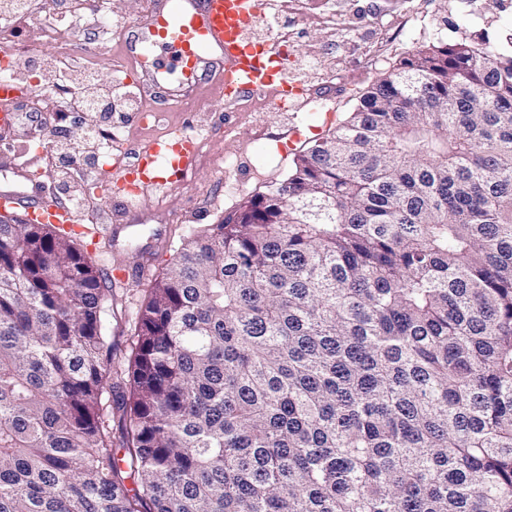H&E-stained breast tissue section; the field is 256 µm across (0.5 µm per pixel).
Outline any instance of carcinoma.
I'll return each instance as SVG.
<instances>
[{"mask_svg":"<svg viewBox=\"0 0 512 512\" xmlns=\"http://www.w3.org/2000/svg\"><path fill=\"white\" fill-rule=\"evenodd\" d=\"M80 240L0 222V512H512V55L401 58L183 240L123 372Z\"/></svg>","mask_w":512,"mask_h":512,"instance_id":"obj_1","label":"carcinoma"}]
</instances>
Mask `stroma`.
Returning <instances> with one entry per match:
<instances>
[{"label":"stroma","mask_w":512,"mask_h":512,"mask_svg":"<svg viewBox=\"0 0 512 512\" xmlns=\"http://www.w3.org/2000/svg\"><path fill=\"white\" fill-rule=\"evenodd\" d=\"M85 23L114 29L106 44L78 41L74 59L95 64L101 85L113 95L132 92L136 109L105 117L98 112L53 111L48 126L31 129L14 123L0 130V188L24 189L39 180L50 195L84 191L86 180L53 168L55 126L68 136L85 125L118 130L123 162L101 161L100 185L114 186L126 164L142 151L165 141L173 128L203 132L194 165L177 181L135 200L113 193L93 195L74 213L77 224L101 228L85 250L112 287V317L123 332L112 335V359L128 364V331L162 277L188 228L222 223L253 196L284 180L293 160L315 136L327 134L357 98L416 47L462 36H485L495 50L512 52V0H296L287 14L284 35L272 43L288 59V77L300 82L310 103L280 109L269 94L230 99L213 77L179 102L162 92H141L135 48L147 12V0H75ZM237 184L224 191L225 180Z\"/></svg>","instance_id":"obj_1"}]
</instances>
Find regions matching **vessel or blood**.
<instances>
[{
  "instance_id": "vessel-or-blood-1",
  "label": "vessel or blood",
  "mask_w": 512,
  "mask_h": 512,
  "mask_svg": "<svg viewBox=\"0 0 512 512\" xmlns=\"http://www.w3.org/2000/svg\"><path fill=\"white\" fill-rule=\"evenodd\" d=\"M263 0H155L140 28L142 49L160 51L161 58L144 84L165 89L170 100H179L193 90L207 66L221 62L219 83L225 94L243 95L272 90L277 106L296 96V88L283 81L286 65L272 43L246 37L250 25L264 19ZM21 89L7 78L0 79V127L14 122L12 105ZM161 156L152 147L139 157L124 184L140 180L145 186L175 182L194 161V146L184 138ZM1 208L24 209L27 219L42 224H69L74 217L68 206L49 197L43 183L30 190L0 191Z\"/></svg>"
}]
</instances>
